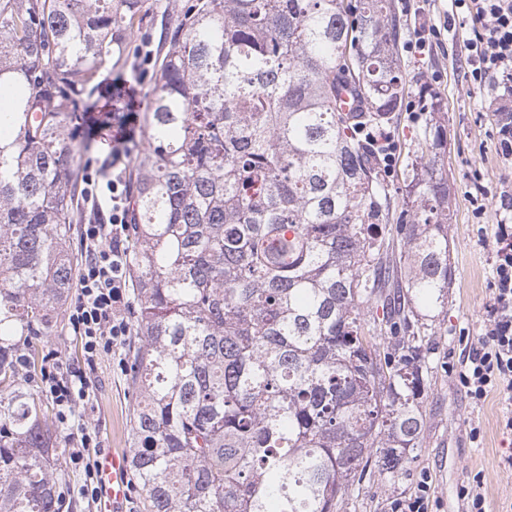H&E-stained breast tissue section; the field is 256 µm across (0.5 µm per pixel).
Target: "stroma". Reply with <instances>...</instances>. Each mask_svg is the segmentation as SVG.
Instances as JSON below:
<instances>
[{
    "label": "stroma",
    "instance_id": "1",
    "mask_svg": "<svg viewBox=\"0 0 512 512\" xmlns=\"http://www.w3.org/2000/svg\"><path fill=\"white\" fill-rule=\"evenodd\" d=\"M153 7L129 34L131 43H146L154 57H161L166 27L173 19L172 0H151ZM403 20L402 42H409L424 22L442 23L448 0H395ZM467 30H457L429 53L402 52L403 76L410 90L434 83L447 111L448 151L437 169L451 187V219L448 237L455 269L448 293V308L426 337V369L421 394L424 412L423 444L411 464L409 479L399 485L376 483L353 489L340 512H390L393 499L414 495L422 475L431 478L435 512H461L457 488L467 476L481 474L491 512H512V470L502 460L512 453V436L504 433L500 420L501 399L490 395L472 404L448 375L450 364L463 350L460 336L477 341L482 334L491 290L493 247L500 221L495 205H488L483 218L474 215L473 198L485 192L495 198L512 188V163L497 154L490 136L497 106L493 87H472L466 74ZM126 346L101 357L91 373V401L80 411L82 423L96 427L108 449L131 451L134 444L131 410L119 363ZM483 429L484 440L473 446L470 424Z\"/></svg>",
    "mask_w": 512,
    "mask_h": 512
}]
</instances>
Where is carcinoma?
I'll list each match as a JSON object with an SVG mask.
<instances>
[{
  "instance_id": "cac0c4a2",
  "label": "carcinoma",
  "mask_w": 512,
  "mask_h": 512,
  "mask_svg": "<svg viewBox=\"0 0 512 512\" xmlns=\"http://www.w3.org/2000/svg\"><path fill=\"white\" fill-rule=\"evenodd\" d=\"M148 0H0V512H60L16 337L74 279L69 132ZM393 0H184L147 90L129 224L130 468L148 512H339L421 447L423 337L448 307L443 99L389 182L364 134L408 98ZM355 95L360 120L343 110ZM382 309V317L369 316Z\"/></svg>"
}]
</instances>
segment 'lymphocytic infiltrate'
I'll use <instances>...</instances> for the list:
<instances>
[{"mask_svg":"<svg viewBox=\"0 0 512 512\" xmlns=\"http://www.w3.org/2000/svg\"><path fill=\"white\" fill-rule=\"evenodd\" d=\"M448 29L474 23L468 43L467 74L471 83L493 84L496 91L512 95V0H449ZM133 133L120 123L112 138V165L117 172L109 181L88 174L84 200L96 215L81 224L85 254L77 291L67 308L68 325L83 348V367L62 370L57 353L41 371V387L57 407L59 424H68L90 399L88 367L130 334L128 312L131 258L128 209L130 188L118 169L129 155ZM499 212L504 217L495 236L493 297L484 333L478 345L466 348L452 375L458 387L475 403L498 392L504 403L503 428L512 432V196L501 195ZM99 434L81 425L67 450L66 462L84 473L81 493L96 499L100 490L97 460L90 449L98 448Z\"/></svg>","mask_w":512,"mask_h":512,"instance_id":"f902f5d3","label":"lymphocytic infiltrate"}]
</instances>
